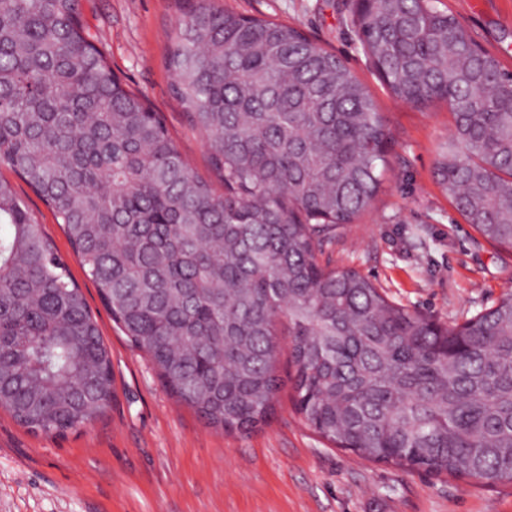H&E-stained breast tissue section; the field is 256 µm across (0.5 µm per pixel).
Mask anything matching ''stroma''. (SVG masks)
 Wrapping results in <instances>:
<instances>
[{
	"instance_id": "35a3bbf8",
	"label": "stroma",
	"mask_w": 512,
	"mask_h": 512,
	"mask_svg": "<svg viewBox=\"0 0 512 512\" xmlns=\"http://www.w3.org/2000/svg\"><path fill=\"white\" fill-rule=\"evenodd\" d=\"M301 29L342 57L384 112L391 169L370 209L327 248L408 309L453 325L512 289V253L492 247L435 176L452 131L445 103L394 98L351 22L352 0H218ZM463 28L512 71V0H445ZM94 42L113 71L164 119L199 173L208 152L171 90L167 35L179 0H84ZM44 226L96 319L112 360L103 414L63 436L32 432L0 410V512H512V485L481 484L360 459L331 447L283 385L268 422L250 432L208 425L177 401L116 327L49 208L0 167Z\"/></svg>"
}]
</instances>
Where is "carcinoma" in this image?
Returning <instances> with one entry per match:
<instances>
[{"label":"carcinoma","instance_id":"obj_1","mask_svg":"<svg viewBox=\"0 0 512 512\" xmlns=\"http://www.w3.org/2000/svg\"><path fill=\"white\" fill-rule=\"evenodd\" d=\"M353 26L397 99L448 104L435 174L512 249V72L442 0H355ZM172 91L218 194L96 47L82 0H0V165L54 213L112 320L211 426L268 420L289 337L295 408L372 462L512 484V291L448 327L389 301L325 245L368 210L391 132L335 53L299 29L183 0ZM112 363L80 287L0 179V408L78 431Z\"/></svg>","mask_w":512,"mask_h":512}]
</instances>
